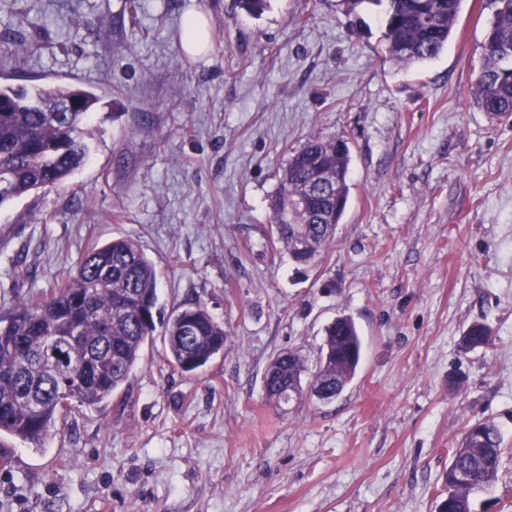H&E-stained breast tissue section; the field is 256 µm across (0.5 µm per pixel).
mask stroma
Here are the masks:
<instances>
[{"label": "stroma", "mask_w": 512, "mask_h": 512, "mask_svg": "<svg viewBox=\"0 0 512 512\" xmlns=\"http://www.w3.org/2000/svg\"><path fill=\"white\" fill-rule=\"evenodd\" d=\"M202 12L211 46L180 45ZM492 0H463L447 50L400 67L364 0H0V84L97 94L90 158L63 185L0 208V314L72 274L93 244L135 240L163 314L204 304L223 354L199 373L147 346L105 411L43 450L0 438V512H438L464 428L494 422L497 479L474 512H512V122L472 98ZM346 140L335 242L297 265L269 203L308 138ZM363 341L333 402L280 410L265 370L315 365L325 329ZM491 344L459 347L472 323Z\"/></svg>", "instance_id": "35a3bbf8"}]
</instances>
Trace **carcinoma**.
<instances>
[{"label": "carcinoma", "instance_id": "cac0c4a2", "mask_svg": "<svg viewBox=\"0 0 512 512\" xmlns=\"http://www.w3.org/2000/svg\"><path fill=\"white\" fill-rule=\"evenodd\" d=\"M462 0H387L383 40L394 63L409 67L435 60L447 47ZM485 31L484 58L473 86L476 105L492 117L512 116V0H493ZM0 207L24 195L64 183L88 159L87 123L98 96L70 86L49 89L0 85ZM77 101L81 109L44 108ZM350 148L334 138H312L282 171L272 199L277 242L298 264L320 257L335 241L348 198ZM302 231L310 250L293 254ZM158 274L140 246L127 238L95 245L74 274L44 299L21 302L0 316V435L41 450L76 407L104 409L127 385L146 345L161 332L171 366L182 373L206 367L224 352V323L194 303L156 323ZM74 338L61 351L66 362L41 359L48 340L61 332ZM491 330L471 324L460 348L486 347ZM362 342L353 320L339 316L325 330L313 372L296 352L277 354L265 373L269 388L291 387L300 399L318 391L342 392L354 378ZM503 437L490 421L465 427L443 476L445 512H473L471 494L491 486L503 454ZM469 480H457V472Z\"/></svg>", "mask_w": 512, "mask_h": 512}]
</instances>
